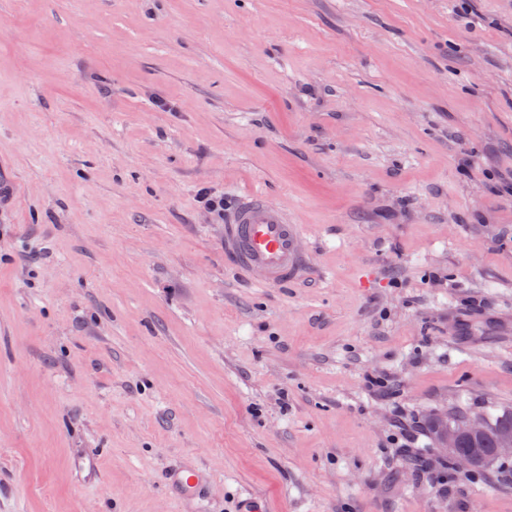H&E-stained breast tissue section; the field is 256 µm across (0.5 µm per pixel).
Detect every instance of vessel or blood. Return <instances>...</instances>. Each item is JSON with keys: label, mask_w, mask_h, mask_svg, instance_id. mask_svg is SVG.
<instances>
[{"label": "vessel or blood", "mask_w": 512, "mask_h": 512, "mask_svg": "<svg viewBox=\"0 0 512 512\" xmlns=\"http://www.w3.org/2000/svg\"><path fill=\"white\" fill-rule=\"evenodd\" d=\"M224 253L263 287L288 282L309 269L301 227L290 223L285 209L256 191L227 216Z\"/></svg>", "instance_id": "vessel-or-blood-1"}]
</instances>
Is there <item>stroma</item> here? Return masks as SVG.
I'll use <instances>...</instances> for the list:
<instances>
[{
  "instance_id": "stroma-1",
  "label": "stroma",
  "mask_w": 512,
  "mask_h": 512,
  "mask_svg": "<svg viewBox=\"0 0 512 512\" xmlns=\"http://www.w3.org/2000/svg\"><path fill=\"white\" fill-rule=\"evenodd\" d=\"M0 188V512H512L425 428L512 412V0H0ZM224 223V254L256 285L278 286L309 271L301 227L263 194L246 195Z\"/></svg>"
}]
</instances>
